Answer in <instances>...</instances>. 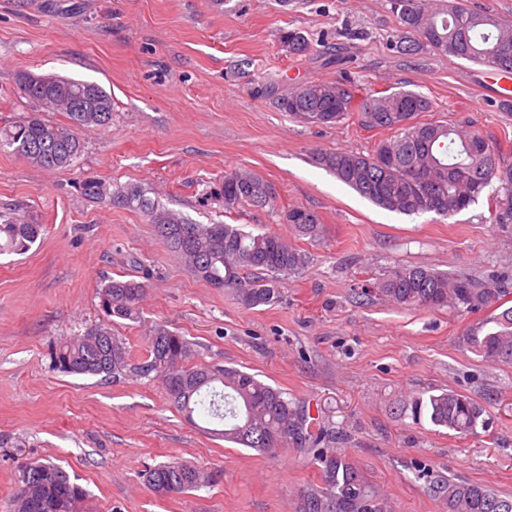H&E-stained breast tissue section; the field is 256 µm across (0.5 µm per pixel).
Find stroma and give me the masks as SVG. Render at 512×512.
<instances>
[{
	"label": "stroma",
	"mask_w": 512,
	"mask_h": 512,
	"mask_svg": "<svg viewBox=\"0 0 512 512\" xmlns=\"http://www.w3.org/2000/svg\"><path fill=\"white\" fill-rule=\"evenodd\" d=\"M345 43L346 62L291 56L280 29ZM357 36L343 40L344 29ZM387 0H0V126L37 109L19 71L91 81L112 96V125L85 133L70 168L47 171L0 151V215L40 224L22 255L0 256V505L19 467L61 460L87 492V512H292L295 493L318 483L303 450L269 457L207 435L170 405L156 380L60 373L51 347L99 323L106 279L148 274L141 319L118 326L133 358L152 325L194 345L202 364L234 366L285 392L313 431L348 454L394 512H445L425 480L456 475L512 495V365L471 352L463 337L487 311L404 310L360 298L363 280L397 265L459 271L512 289V224L490 220L486 200L444 219L378 208L315 162L319 151L370 154L383 130L356 118L303 126L266 86L355 77L358 88L410 89L429 117L471 122L512 164V111L499 109L493 70L442 56L406 58L390 41ZM273 183L275 208L225 211L210 186L230 169ZM139 182L196 222L271 231L306 256L270 306L248 308L196 279L145 218L86 197L84 180ZM316 212L319 236L283 223L291 207ZM482 405L487 428L460 436L414 420L411 402L445 390ZM178 461L213 473L212 486L160 497L146 466Z\"/></svg>",
	"instance_id": "35a3bbf8"
}]
</instances>
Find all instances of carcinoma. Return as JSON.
<instances>
[{
	"instance_id": "carcinoma-1",
	"label": "carcinoma",
	"mask_w": 512,
	"mask_h": 512,
	"mask_svg": "<svg viewBox=\"0 0 512 512\" xmlns=\"http://www.w3.org/2000/svg\"><path fill=\"white\" fill-rule=\"evenodd\" d=\"M396 19L391 45L404 56L434 54L463 60L512 75V26L495 16L468 8L463 0H388ZM281 45L290 55H309L314 42L299 29H282ZM34 101L45 112H63L61 124L35 113L0 127V148L49 170L65 169L81 156L79 131L112 124V96L95 82L49 75L36 89ZM277 107L306 126L330 125L353 114L368 129L390 132L373 153L320 152L317 162L362 197L389 212L434 213L451 218L478 202L496 180L506 201L493 198L490 212L497 224H512V165L501 162L500 150L478 130H464L446 121H421L432 102L413 90L368 92L356 100L352 80L305 82L278 92ZM85 196L140 212L190 272L213 288L230 290L248 307L268 306L280 297L281 280L299 273L306 256L276 233L253 234L236 224H197L150 196V189L129 183L115 190L98 180L83 183ZM224 209L245 205L273 206L274 185L246 169L224 173L219 187ZM283 221L303 236L316 237L320 217L304 207L284 211ZM41 234V225L7 221L0 224V253L22 254ZM146 282L124 276L99 288L106 320L59 343L52 351L55 369L76 376L158 379L171 403L194 425L200 413L215 427L207 432L226 442L273 455L293 445L312 456L321 483L298 490L294 512H391L387 501L347 455L324 446L311 430L304 407L279 388L236 367L197 364L192 343L164 324L147 336V354L130 358L125 339L114 332L123 321L140 319ZM512 292L455 272L422 266H398L361 287L357 297L380 295L401 308L453 309L472 312L491 308L481 327L464 342L483 359L512 365ZM413 416L459 435L486 426L485 408L462 393L448 390L416 398ZM429 489L447 504V512H512V495L460 478L438 479L426 466L418 469ZM145 479L159 496L185 493L213 483L215 475L177 461L145 470ZM85 490L71 482L64 468L51 460L24 466L18 488L5 512H82Z\"/></svg>"
}]
</instances>
